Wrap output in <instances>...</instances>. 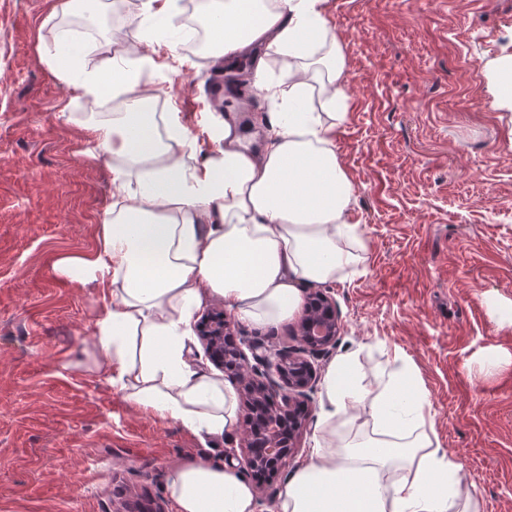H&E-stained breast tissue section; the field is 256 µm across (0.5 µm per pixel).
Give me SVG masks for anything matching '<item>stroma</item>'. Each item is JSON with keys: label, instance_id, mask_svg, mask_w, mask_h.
<instances>
[{"label": "stroma", "instance_id": "obj_1", "mask_svg": "<svg viewBox=\"0 0 512 512\" xmlns=\"http://www.w3.org/2000/svg\"><path fill=\"white\" fill-rule=\"evenodd\" d=\"M0 0V512H175V467L224 441L139 410L96 368L108 296L60 273L93 252L117 189L85 153L86 56L61 80L44 62L58 27L140 46L138 0ZM344 55L347 122L336 154L367 250L328 285L344 352L374 390L398 348L418 372L442 448L476 512H512V112L491 107L486 64L512 53V0H327ZM155 68L145 89L189 126L212 111L210 55ZM274 106L254 91L241 122L264 148ZM499 357L489 367L490 357Z\"/></svg>", "mask_w": 512, "mask_h": 512}]
</instances>
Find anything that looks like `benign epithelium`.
<instances>
[{"label":"benign epithelium","instance_id":"benign-epithelium-1","mask_svg":"<svg viewBox=\"0 0 512 512\" xmlns=\"http://www.w3.org/2000/svg\"><path fill=\"white\" fill-rule=\"evenodd\" d=\"M234 321L220 310L203 317L196 325L199 339L208 358L231 378L249 413L261 409L278 418L280 424L299 427L294 407L303 405L316 379L310 357L334 345L340 331L336 308L330 296L316 290L305 296L294 335L301 344L293 349L272 348L255 344L234 335ZM240 446L247 451V470L261 469L277 474L288 467L296 448L295 432L286 435L277 430L269 434L267 445L259 448L254 438L244 432Z\"/></svg>","mask_w":512,"mask_h":512}]
</instances>
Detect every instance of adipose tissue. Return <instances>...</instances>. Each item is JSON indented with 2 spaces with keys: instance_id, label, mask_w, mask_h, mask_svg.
<instances>
[{
  "instance_id": "adipose-tissue-1",
  "label": "adipose tissue",
  "mask_w": 512,
  "mask_h": 512,
  "mask_svg": "<svg viewBox=\"0 0 512 512\" xmlns=\"http://www.w3.org/2000/svg\"><path fill=\"white\" fill-rule=\"evenodd\" d=\"M326 0H214L208 50L232 58L253 43L288 61V84L256 85L280 106L265 145L244 147L235 104L200 120L211 150L193 160L197 134L182 113L158 112L135 78L144 59L102 55L80 85L96 110L85 117L86 153L105 156L120 188L97 229L99 248L62 260L71 279L108 292L95 321L96 367L140 409L213 438L237 420L234 385L189 356L191 323L204 299L219 300L257 331L288 322L304 304L302 287L346 279L366 250L350 218L353 183L336 155L346 121L344 57L325 20ZM168 21L166 39L154 22ZM153 53L178 57L181 25L174 0H141L137 15ZM115 108L99 111L104 89ZM321 99L323 111L309 106ZM374 390L355 381L351 353L324 376L329 407L307 461L296 467L274 512H457L462 467L437 439L417 371L399 353ZM365 417L367 436L337 437L335 422ZM176 512H262L253 485L209 455L168 478Z\"/></svg>"
}]
</instances>
